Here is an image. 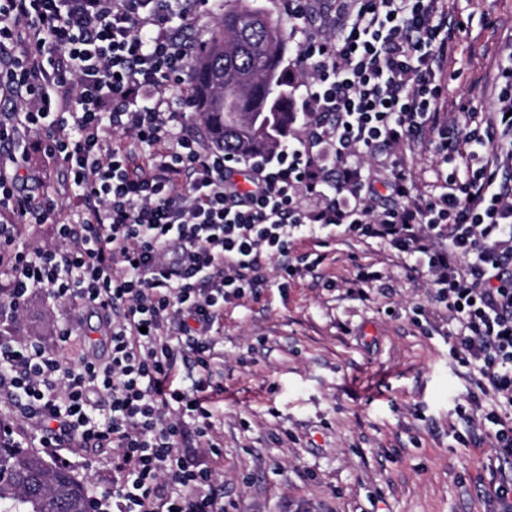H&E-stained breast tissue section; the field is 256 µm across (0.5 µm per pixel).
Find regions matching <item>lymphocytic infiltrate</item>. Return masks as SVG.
Here are the masks:
<instances>
[{"instance_id":"lymphocytic-infiltrate-1","label":"lymphocytic infiltrate","mask_w":512,"mask_h":512,"mask_svg":"<svg viewBox=\"0 0 512 512\" xmlns=\"http://www.w3.org/2000/svg\"><path fill=\"white\" fill-rule=\"evenodd\" d=\"M286 8L307 74L295 87L303 133L236 170L179 127L192 100L171 90L193 48L171 0H0V96L14 103L0 112V442L109 449L114 480L94 512H224L205 462L224 446L210 404L224 392V309L269 287L273 260L287 288L295 238L339 228L426 269L431 301L457 323L449 355L490 399L492 498L512 512V40L486 126L454 129L441 105L447 0ZM118 129L151 150L148 168L113 146ZM427 130L441 191L414 198L394 147ZM37 133L78 199L41 246L18 227L58 204L20 189L15 152ZM460 152L462 178L448 170ZM36 288L96 314L106 350L72 360L19 342L10 325Z\"/></svg>"}]
</instances>
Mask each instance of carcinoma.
I'll return each instance as SVG.
<instances>
[{
    "mask_svg": "<svg viewBox=\"0 0 512 512\" xmlns=\"http://www.w3.org/2000/svg\"><path fill=\"white\" fill-rule=\"evenodd\" d=\"M188 81L212 145L224 156H266L288 135L284 23L243 0H225L217 31ZM0 512H83L90 490L66 467L0 443Z\"/></svg>",
    "mask_w": 512,
    "mask_h": 512,
    "instance_id": "carcinoma-1",
    "label": "carcinoma"
}]
</instances>
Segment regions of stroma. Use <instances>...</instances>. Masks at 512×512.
<instances>
[{"instance_id":"stroma-1","label":"stroma","mask_w":512,"mask_h":512,"mask_svg":"<svg viewBox=\"0 0 512 512\" xmlns=\"http://www.w3.org/2000/svg\"><path fill=\"white\" fill-rule=\"evenodd\" d=\"M461 24L441 76L444 100L492 111L500 50L512 37V0H449ZM437 138L406 155L430 190ZM303 262L287 288L264 289L224 310V436L212 458L227 512H493L491 442L469 443L464 370L449 357L448 316L427 296V276L396 251L332 233L326 246L294 241ZM380 282L354 284L357 266ZM45 290L26 298L16 336L58 347L73 315ZM75 332L102 343L81 310Z\"/></svg>"}]
</instances>
